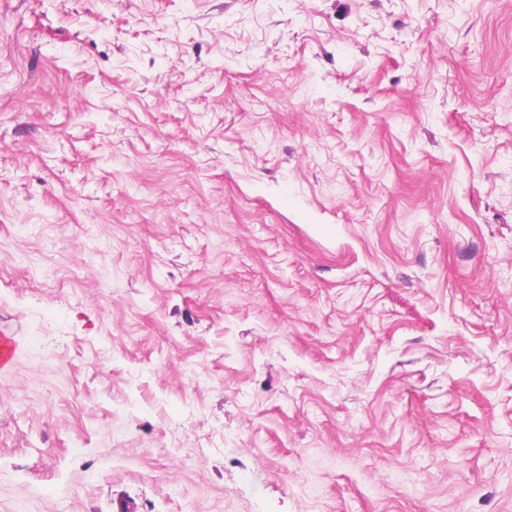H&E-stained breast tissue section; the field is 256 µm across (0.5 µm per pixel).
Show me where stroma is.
Here are the masks:
<instances>
[{
	"mask_svg": "<svg viewBox=\"0 0 512 512\" xmlns=\"http://www.w3.org/2000/svg\"><path fill=\"white\" fill-rule=\"evenodd\" d=\"M0 512H512V0H0Z\"/></svg>",
	"mask_w": 512,
	"mask_h": 512,
	"instance_id": "stroma-1",
	"label": "stroma"
}]
</instances>
